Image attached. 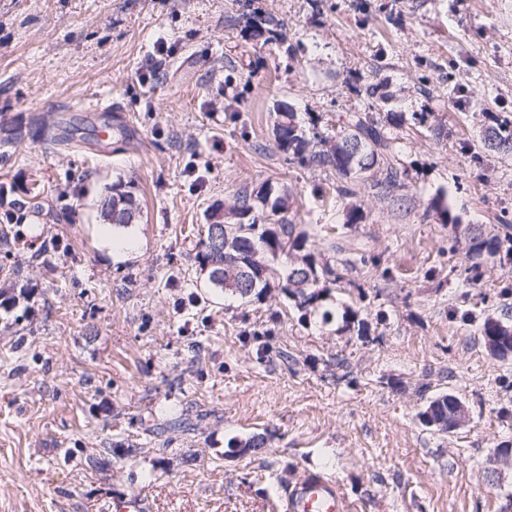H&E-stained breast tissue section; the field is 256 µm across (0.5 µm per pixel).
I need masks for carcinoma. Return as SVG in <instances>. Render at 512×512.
<instances>
[{
	"mask_svg": "<svg viewBox=\"0 0 512 512\" xmlns=\"http://www.w3.org/2000/svg\"><path fill=\"white\" fill-rule=\"evenodd\" d=\"M379 84L365 83L357 94L367 101L368 108L386 106L392 95L381 92ZM404 113L388 112L376 118L366 111L345 113L334 134L319 130L314 121L304 125L297 113L290 109L276 112L274 142L276 150L285 160L300 167L319 166L336 173L340 180L338 196L348 199L355 195V186L369 183L377 194L399 206L408 199L398 191L403 174L393 131L404 123ZM481 150L470 153L476 162L482 152L508 156L512 154V118L503 115L494 118L480 138ZM112 212L101 211L103 220L125 227L135 224L140 217V206L132 186L122 181L112 184ZM288 191L266 184L258 190L241 189L229 211L216 210L210 215L206 236L199 240L195 259L199 267L210 266V287L242 300L261 298L276 286L297 308L311 310L319 307L325 295L323 285L339 282L344 272L353 269L354 256L363 251L360 243L348 241L335 245L336 252L344 255L340 267L329 262L320 263L307 251L308 236L288 219ZM435 213L452 230L460 229L450 210L438 198L428 204L424 216ZM224 228V246L215 250L210 246L211 229ZM465 252L462 262L479 273L483 264L501 256L503 242L509 235H500L495 227L463 228ZM477 331L485 349L501 362L512 361V309L504 307L495 315H487L479 322ZM443 418L444 425L435 430L446 433L452 424L453 401L451 394L431 398L419 413L421 422L429 427L426 413L431 408Z\"/></svg>",
	"mask_w": 512,
	"mask_h": 512,
	"instance_id": "1",
	"label": "carcinoma"
}]
</instances>
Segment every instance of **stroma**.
Here are the masks:
<instances>
[{
    "label": "stroma",
    "instance_id": "1",
    "mask_svg": "<svg viewBox=\"0 0 512 512\" xmlns=\"http://www.w3.org/2000/svg\"><path fill=\"white\" fill-rule=\"evenodd\" d=\"M254 11L278 39L251 37ZM360 79L447 134L406 121L409 208L365 183L351 225L335 172L284 161L272 131L279 103L335 131L364 106ZM98 99L110 122L86 111ZM68 109L72 141L45 144ZM502 112L512 0H0V512H112L125 496L140 512H278L310 473L355 512H500L512 471L487 457L512 442V364L455 311L499 312L512 262L468 278L451 227L423 213L438 196L464 226L512 215V156L477 169L463 149ZM116 181L139 223L100 219ZM265 183L288 189L317 259L362 243L325 301L355 325L202 277L207 214ZM448 392L469 420L441 434L417 414ZM183 413L204 420L150 434Z\"/></svg>",
    "mask_w": 512,
    "mask_h": 512
}]
</instances>
